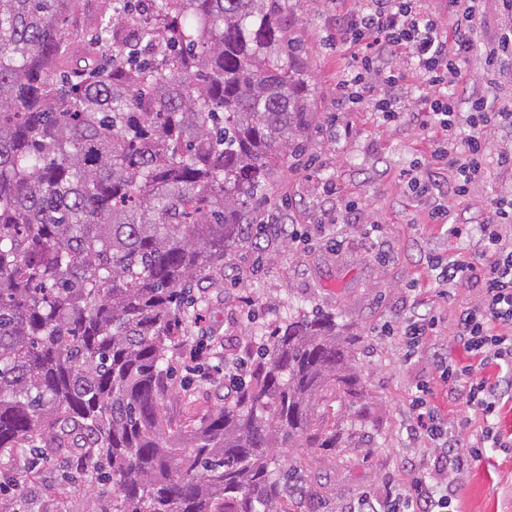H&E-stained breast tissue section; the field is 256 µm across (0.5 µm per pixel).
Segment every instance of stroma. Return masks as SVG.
Masks as SVG:
<instances>
[{"label":"stroma","instance_id":"obj_1","mask_svg":"<svg viewBox=\"0 0 512 512\" xmlns=\"http://www.w3.org/2000/svg\"><path fill=\"white\" fill-rule=\"evenodd\" d=\"M356 6V0H291L286 36L301 46L296 64L315 112L309 152L316 167L293 161L278 170L253 217L259 224L296 229L305 239L289 243L268 232L260 243L248 241L228 252L225 263L234 278L205 282L202 320L185 340L186 346L203 347V358L192 369L183 359L174 360L167 407L188 426L205 409L222 405L230 383L224 361L239 356L251 329L277 323L292 310L335 314L354 338L363 386L347 404L357 417L355 431L341 448L288 449V463L302 466L307 487L305 498L291 502L292 512H350L364 493L381 500L390 483L406 484L405 459L428 467L431 449L411 446L405 425L413 415L416 384L435 378V366L426 351L404 361L398 337L383 335L381 328L398 324L413 301L408 287L415 282L449 325L458 309L477 302L476 290L465 287L449 300L438 298L427 257L465 254L475 243L449 237L447 225L433 223L402 181L403 171L433 145L432 131L409 115L422 90L420 79H408L396 122H383L364 105L345 114L346 134L326 128L336 109V79L349 56L346 45L336 41V21ZM328 181L337 194L325 192ZM349 200L359 204V222L344 212ZM367 224L383 226L387 259L369 253ZM433 404L461 443H468L481 420L465 401L438 393ZM68 470L62 461L33 462L27 452L1 456L0 479L21 471L28 479L24 491L0 494V512H103L97 489L71 482ZM454 505L457 512H512V450L489 448L471 462L459 477Z\"/></svg>","mask_w":512,"mask_h":512}]
</instances>
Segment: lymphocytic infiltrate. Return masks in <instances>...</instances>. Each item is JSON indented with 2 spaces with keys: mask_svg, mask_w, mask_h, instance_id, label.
Instances as JSON below:
<instances>
[{
  "mask_svg": "<svg viewBox=\"0 0 512 512\" xmlns=\"http://www.w3.org/2000/svg\"><path fill=\"white\" fill-rule=\"evenodd\" d=\"M480 26L476 0H448V19L440 21L424 0H361L356 11L343 15L337 30L352 53L337 84V104L350 107L373 101L383 120L396 121L392 94L409 74L422 78L427 92L413 114L416 122L432 130L436 147L426 165L406 170L407 184L431 203L433 223L444 224L451 236L464 239L478 232L476 248L468 256L433 264L440 299L452 289H478L476 305L459 313L453 338L471 358L461 365L448 359L433 339L440 320L432 313L412 312L399 327L405 338L406 357L418 349L432 350L442 390L465 396L483 426L469 447H462L447 423L429 402L431 387L419 382L413 398L416 412L406 428L410 441L432 448L433 469L412 473L405 488L391 490L387 512H450L452 476L484 449L503 448L496 417L503 398L500 383L479 377L488 365L512 371V197L489 199L487 214L469 219L455 213L445 196L462 199L488 173L486 130H512V106L493 108L477 90L469 70L473 56L483 61V79L503 74L512 60V28L497 41L478 43ZM448 174L449 191H441L432 171Z\"/></svg>",
  "mask_w": 512,
  "mask_h": 512,
  "instance_id": "obj_1",
  "label": "lymphocytic infiltrate"
}]
</instances>
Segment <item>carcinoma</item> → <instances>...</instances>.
Wrapping results in <instances>:
<instances>
[{"mask_svg":"<svg viewBox=\"0 0 512 512\" xmlns=\"http://www.w3.org/2000/svg\"><path fill=\"white\" fill-rule=\"evenodd\" d=\"M288 0H0V455L64 458L112 512H287L274 448H334L360 378L331 314L248 334L249 380L167 411L187 297L314 119Z\"/></svg>","mask_w":512,"mask_h":512,"instance_id":"cac0c4a2","label":"carcinoma"}]
</instances>
